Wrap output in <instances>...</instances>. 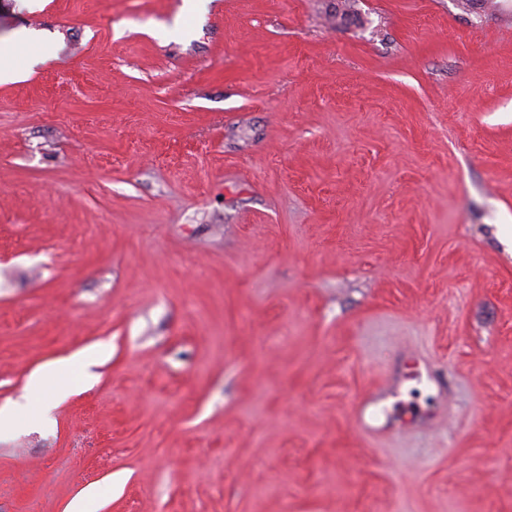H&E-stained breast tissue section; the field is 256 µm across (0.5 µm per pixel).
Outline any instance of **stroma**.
I'll return each instance as SVG.
<instances>
[{
    "mask_svg": "<svg viewBox=\"0 0 512 512\" xmlns=\"http://www.w3.org/2000/svg\"><path fill=\"white\" fill-rule=\"evenodd\" d=\"M0 53V406L93 363L0 512H512V0H0ZM19 51L26 53L30 59V67L50 59L47 48L51 41L43 36L23 35L18 41Z\"/></svg>",
    "mask_w": 512,
    "mask_h": 512,
    "instance_id": "1",
    "label": "stroma"
}]
</instances>
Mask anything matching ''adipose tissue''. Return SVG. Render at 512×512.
I'll use <instances>...</instances> for the list:
<instances>
[{"label":"adipose tissue","mask_w":512,"mask_h":512,"mask_svg":"<svg viewBox=\"0 0 512 512\" xmlns=\"http://www.w3.org/2000/svg\"><path fill=\"white\" fill-rule=\"evenodd\" d=\"M73 364V358H63L49 369L32 372L22 399L9 408H0V434L47 415L58 400L75 390V382L69 377Z\"/></svg>","instance_id":"1"}]
</instances>
